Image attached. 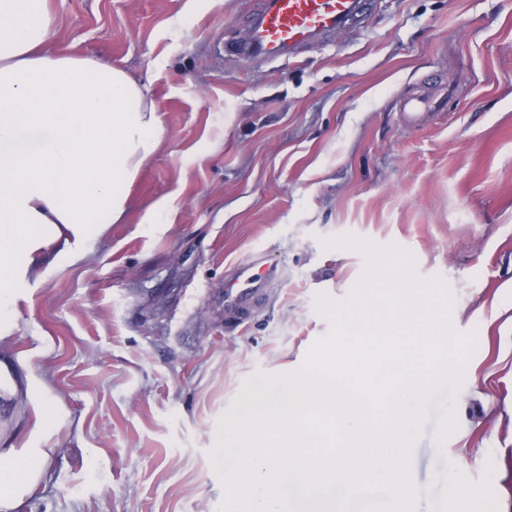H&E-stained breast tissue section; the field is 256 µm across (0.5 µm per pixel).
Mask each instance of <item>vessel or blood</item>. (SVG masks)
Here are the masks:
<instances>
[{"label":"vessel or blood","instance_id":"b4317fda","mask_svg":"<svg viewBox=\"0 0 512 512\" xmlns=\"http://www.w3.org/2000/svg\"><path fill=\"white\" fill-rule=\"evenodd\" d=\"M369 9V0H260L240 49L256 58L290 59L358 21ZM401 107L408 122L414 123L423 113L436 111L438 103L420 94L403 99ZM275 274V267L258 260L233 267L224 287V311L231 322L250 315Z\"/></svg>","mask_w":512,"mask_h":512}]
</instances>
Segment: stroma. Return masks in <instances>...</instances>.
Listing matches in <instances>:
<instances>
[{"instance_id":"stroma-1","label":"stroma","mask_w":512,"mask_h":512,"mask_svg":"<svg viewBox=\"0 0 512 512\" xmlns=\"http://www.w3.org/2000/svg\"><path fill=\"white\" fill-rule=\"evenodd\" d=\"M50 6L58 49L150 83L163 136L92 258L21 286L8 344L43 346L33 372L66 423L21 512H215L218 421L249 377L297 371L329 334L318 295L345 299L365 269L325 247L346 235L442 278L475 339L413 446L415 512H455L462 492L512 512V0H372L292 60L234 51L259 0ZM438 88L440 111L407 123L403 98ZM254 255L278 274L237 326L224 281Z\"/></svg>"}]
</instances>
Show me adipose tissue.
<instances>
[{"mask_svg":"<svg viewBox=\"0 0 512 512\" xmlns=\"http://www.w3.org/2000/svg\"><path fill=\"white\" fill-rule=\"evenodd\" d=\"M50 0H0V413L30 392L31 367L4 341L25 278L89 260L162 138L148 84L110 62L57 50ZM44 399L32 435H0V512H18L62 430Z\"/></svg>","mask_w":512,"mask_h":512,"instance_id":"adipose-tissue-1","label":"adipose tissue"}]
</instances>
